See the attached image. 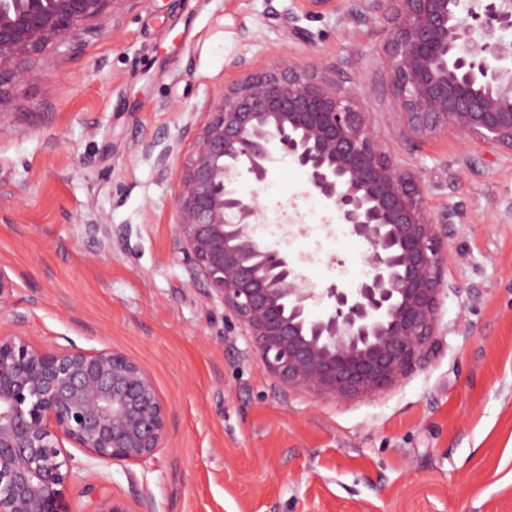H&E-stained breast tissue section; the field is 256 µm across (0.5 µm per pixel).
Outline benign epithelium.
I'll return each instance as SVG.
<instances>
[{"label":"benign epithelium","instance_id":"1","mask_svg":"<svg viewBox=\"0 0 512 512\" xmlns=\"http://www.w3.org/2000/svg\"><path fill=\"white\" fill-rule=\"evenodd\" d=\"M118 0H0V108L42 79L31 60L77 38ZM394 27L386 75L408 133L455 132L512 153V0H370ZM307 66L255 67L209 105L174 201L183 254L260 359L289 388L379 394L434 344L449 257L423 190L393 165L355 104ZM289 158L310 193L368 246L355 288H318L256 235L257 197ZM167 409L151 375L104 348L58 350L0 336V512H68L75 477L63 440L101 461L142 463L162 447ZM93 512H133L100 497Z\"/></svg>","mask_w":512,"mask_h":512}]
</instances>
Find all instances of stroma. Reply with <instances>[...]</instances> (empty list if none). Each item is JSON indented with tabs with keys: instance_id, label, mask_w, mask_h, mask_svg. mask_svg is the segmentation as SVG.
I'll list each match as a JSON object with an SVG mask.
<instances>
[{
	"instance_id": "35a3bbf8",
	"label": "stroma",
	"mask_w": 512,
	"mask_h": 512,
	"mask_svg": "<svg viewBox=\"0 0 512 512\" xmlns=\"http://www.w3.org/2000/svg\"><path fill=\"white\" fill-rule=\"evenodd\" d=\"M389 14L367 0H122L35 60L45 78L0 108V333L111 348L168 411L152 461L78 448L68 512L110 496L137 512H512V155L407 135L385 76ZM317 67L352 88L379 146L414 177L452 255L438 345L377 396L283 385L183 260L174 198L208 106L254 66ZM170 148L159 172L145 143ZM319 288H353L366 243L274 163L237 184Z\"/></svg>"
}]
</instances>
